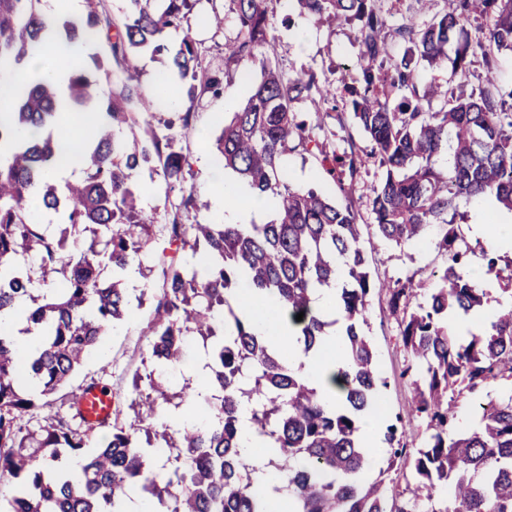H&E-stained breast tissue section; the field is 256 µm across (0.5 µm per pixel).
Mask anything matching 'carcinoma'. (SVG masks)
Segmentation results:
<instances>
[{"label": "carcinoma", "instance_id": "1", "mask_svg": "<svg viewBox=\"0 0 512 512\" xmlns=\"http://www.w3.org/2000/svg\"><path fill=\"white\" fill-rule=\"evenodd\" d=\"M239 22L237 37L225 44L226 63L247 66L263 61L272 48L268 36L267 0H231ZM378 0H298L318 16L358 21L362 47L360 77L348 88L353 112L336 113L339 130L348 116L369 145L345 137L339 154L326 151L336 133L323 130L322 105L330 90L315 74L287 77L262 66V78L249 86L240 109L223 120L214 145L224 167L248 186L274 201V214L261 224H182L162 220L138 208L140 190L131 172L154 178L161 164L166 193L179 191L175 212L188 209L195 188L184 187L188 159L176 148L189 136L192 112L186 109L158 134L141 124L165 104L195 91H217L218 73L198 76L191 29L179 47L164 43L178 28L189 0H127L119 21L98 10L100 0H86L78 19L44 15L40 0H0V62L21 65L43 50L42 34L62 26L69 43L95 40L101 29L114 32L112 59L123 65L126 82L104 99L96 98L98 72L72 71L64 91L49 80L20 77L19 98L10 120L0 121V148L10 157L0 162V314L22 301L26 332L42 339L36 357L20 358L13 337L0 333V484L24 477L8 500L9 512H124L126 487L141 485L146 500L161 512H266L262 495L241 474V449L248 442L240 409L250 405L251 431L271 440L275 450L265 463L279 481L273 491L288 490L287 512H413L448 491L446 505L431 512H512V396L480 405V430L455 429L456 410L448 395L478 391L512 378V309L494 316L479 333L458 341L448 334V317L484 305L491 286L503 276L498 260L487 258L488 287L478 288L461 273L471 247L455 228L458 202L485 197L512 211V89L493 80L468 95L430 88L419 92L416 68L425 62L441 66L454 48L455 69L466 73L470 58L481 56L493 70L499 55L512 52V0H448V10L419 27L402 23L397 34L409 44L395 58L387 42L388 20ZM487 18L490 27L467 29L470 19ZM149 49L166 54L165 67L143 90L133 53ZM308 100L315 120H300L294 104ZM441 107H433L434 101ZM93 105L102 120L83 144L81 178L62 184L51 175L71 129L60 104ZM48 127L42 140L17 143L28 128ZM308 154L336 183L342 200L315 189H294L284 159ZM448 157L445 170L436 167ZM384 175L368 209L375 236L397 246L422 244L428 235L448 256V266L425 302L412 306L418 284L413 278L385 283L373 278L360 234L355 185L371 159ZM58 215L57 237L46 234L39 216ZM159 224L171 252L153 249L149 227ZM94 227L96 245L82 250L68 238L81 227ZM191 249L205 264L188 268L179 253ZM153 259L162 285L148 325V350L163 375L183 362L194 334L203 342L222 332L212 346L216 367L209 382L218 394L198 395L207 416L203 423L184 422L175 448L177 465L161 476L126 429L124 403L113 401L112 431L104 446L79 461L82 477L68 478L70 454L87 446L96 427L81 432L62 422L49 423L37 436H19L16 414L49 407L48 396L62 389L100 338L124 319L128 300L120 276L144 257ZM112 267V279L102 278ZM56 275L57 286L33 295L36 277ZM248 286L276 299L274 321L288 320L295 343L307 355L336 328L344 336V367L330 376L339 384L341 404L332 406L284 357L268 350L262 336L230 298ZM334 292L330 312L313 305L322 290ZM385 295L390 310L401 315L402 342L425 373L407 366L402 376L413 387L414 409L433 430L413 459L414 483L408 498L389 505L385 478L362 479L370 450L360 440L359 417L380 404L376 351L364 334L370 300ZM303 320H296L298 313ZM139 400L129 408L141 422L155 421L154 404L166 398L162 381L148 374L136 378Z\"/></svg>", "mask_w": 512, "mask_h": 512}]
</instances>
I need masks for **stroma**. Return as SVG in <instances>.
Returning a JSON list of instances; mask_svg holds the SVG:
<instances>
[{"label": "stroma", "mask_w": 512, "mask_h": 512, "mask_svg": "<svg viewBox=\"0 0 512 512\" xmlns=\"http://www.w3.org/2000/svg\"><path fill=\"white\" fill-rule=\"evenodd\" d=\"M231 7L230 0H192L186 21L195 32L199 73L207 74L224 67V44L235 38L238 29ZM216 12L224 16L223 28L204 22L205 17ZM268 23L276 43L274 50L266 54L263 64L231 71L219 93L207 92L192 102L183 97L178 100L179 108L188 107L193 112V130L186 139L180 140L179 145L189 161L185 182L196 189L195 206L181 214L182 223H222L215 202L214 180L221 175L233 178L234 173L224 169L215 154V133L223 117L235 112L249 84L260 81L263 66L293 77L315 73L319 80L333 84L335 103L339 106L347 101L346 88L354 84L359 74L361 47L356 39L357 22L302 14L297 0H270ZM486 81L487 73L479 63L471 65L463 76L455 74L448 63L437 68L424 64L419 69V87L423 90L432 84H462L471 90L484 86ZM361 222L362 242L370 247L368 258L374 278L390 281L411 277L428 286L434 276L442 274L447 256L438 249L435 239L417 246L378 247L374 244L375 231L370 214H363ZM124 286L129 300L128 319L120 327L105 333L101 349L87 357L69 384L53 395L52 408L37 407L18 417L17 425L22 433H38L51 416L62 420L71 429L81 428L74 402L84 388L99 385L127 396L132 392L134 377L151 370L146 334L153 297L160 282L156 274L148 272L126 277ZM367 334L378 352L379 376L387 383L383 390L381 424L395 426L401 443L406 444L408 450H416L430 432L425 420L412 413V393L401 376L411 359L402 345L398 320L391 314L385 297L371 299ZM212 362L210 350L203 345L189 348L185 363L170 384V400L163 404L160 412L169 428H177L184 420L186 407L196 390L200 364ZM509 394H512V381L506 379L495 381L473 394H457L455 405L460 428L465 431L476 429L481 405Z\"/></svg>", "instance_id": "obj_1"}]
</instances>
